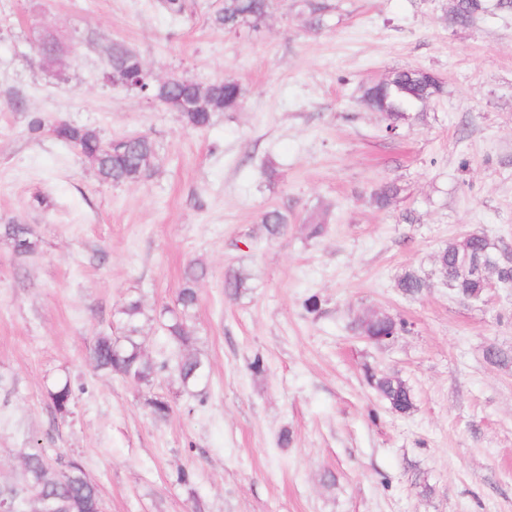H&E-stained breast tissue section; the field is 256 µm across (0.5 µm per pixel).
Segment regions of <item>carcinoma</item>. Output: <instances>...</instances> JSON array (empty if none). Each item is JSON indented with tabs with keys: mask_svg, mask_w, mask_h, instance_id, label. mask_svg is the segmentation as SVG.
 Segmentation results:
<instances>
[{
	"mask_svg": "<svg viewBox=\"0 0 512 512\" xmlns=\"http://www.w3.org/2000/svg\"><path fill=\"white\" fill-rule=\"evenodd\" d=\"M275 0H222V4L209 17L210 25L226 33L242 27L257 28L265 23L275 9ZM486 10L485 0H458L449 13V21L456 25L471 23L476 15ZM43 61L53 60L63 52L58 38L48 33L39 42ZM106 73L112 75V85L125 87L131 81L140 84L136 93L170 112L178 113L183 126L194 130L208 129L215 114L237 112L242 106L243 92L232 79L214 81L203 85L187 75L173 72L163 81L152 77L142 58L122 43H112ZM443 92V82L432 72L402 68L383 81L365 87L361 96L364 106L382 114L385 133L397 134L399 125L410 118L409 112L425 106ZM48 131L57 140L73 148L96 170L101 182L113 186L136 184L149 177L157 155L155 140L147 134H126L103 139L99 133L86 126L65 120L48 121L35 116L29 123V132ZM399 194L394 183H383L374 192L379 208L391 205ZM271 235H278L288 224V216L271 207L261 217ZM0 237L11 244L15 253L25 256L36 247L31 228L11 221L0 225ZM437 271L448 286L463 299L480 297L486 290L489 274H494L499 284L512 286V262H496L495 246L484 235L471 233L464 238L450 241L437 256ZM204 275L197 264H189L184 272V286L177 296L178 312L163 323L168 338L182 350L177 364V376L184 390L195 386L202 377L203 362L190 351L193 334L187 317L198 302L196 284ZM397 287L404 294H416L425 287L413 272L400 276ZM122 334L118 337L99 336L90 355L94 368L112 373L136 384H147L158 376L165 365H157L144 354L141 340L140 317L142 302L131 298L121 311ZM356 327L361 335L377 344L387 343V338L407 331L406 323L383 315L371 313L360 319ZM371 385L389 407L399 413H408L414 407V395L401 378L372 371L368 375ZM55 410L68 412L72 390L68 383L56 385L49 391ZM0 496L13 512H91L104 509V501L96 484L91 482L80 466L73 461H51L41 451L26 454L24 480L18 486L0 488Z\"/></svg>",
	"mask_w": 512,
	"mask_h": 512,
	"instance_id": "cac0c4a2",
	"label": "carcinoma"
}]
</instances>
